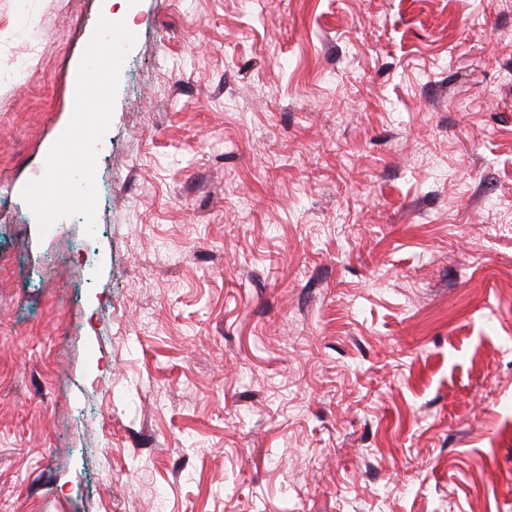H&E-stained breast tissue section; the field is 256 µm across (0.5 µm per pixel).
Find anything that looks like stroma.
I'll list each match as a JSON object with an SVG mask.
<instances>
[{
  "instance_id": "stroma-1",
  "label": "stroma",
  "mask_w": 512,
  "mask_h": 512,
  "mask_svg": "<svg viewBox=\"0 0 512 512\" xmlns=\"http://www.w3.org/2000/svg\"><path fill=\"white\" fill-rule=\"evenodd\" d=\"M130 8L88 275L102 0H0V512H512V0Z\"/></svg>"
}]
</instances>
